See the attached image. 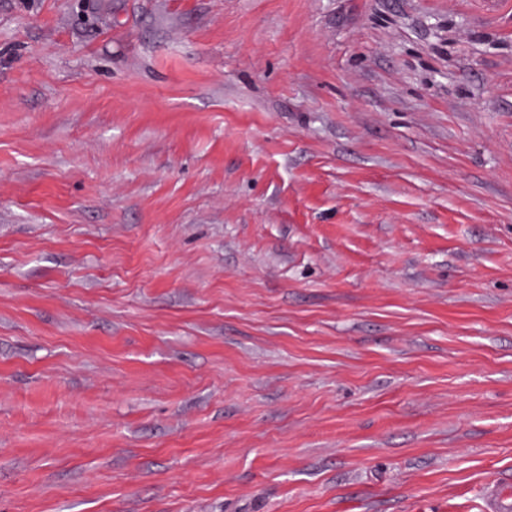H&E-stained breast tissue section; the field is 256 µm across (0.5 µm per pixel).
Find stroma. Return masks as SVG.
<instances>
[{
    "label": "stroma",
    "mask_w": 512,
    "mask_h": 512,
    "mask_svg": "<svg viewBox=\"0 0 512 512\" xmlns=\"http://www.w3.org/2000/svg\"><path fill=\"white\" fill-rule=\"evenodd\" d=\"M512 491V0H0V512Z\"/></svg>",
    "instance_id": "obj_1"
}]
</instances>
